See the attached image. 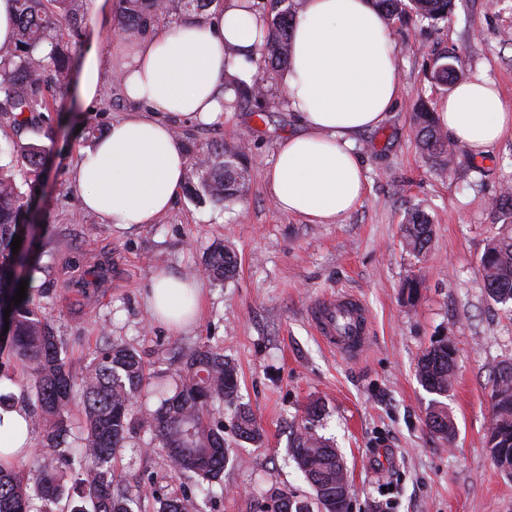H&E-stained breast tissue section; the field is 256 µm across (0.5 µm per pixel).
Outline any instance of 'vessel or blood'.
Returning a JSON list of instances; mask_svg holds the SVG:
<instances>
[{
	"label": "vessel or blood",
	"instance_id": "vessel-or-blood-1",
	"mask_svg": "<svg viewBox=\"0 0 512 512\" xmlns=\"http://www.w3.org/2000/svg\"><path fill=\"white\" fill-rule=\"evenodd\" d=\"M312 321L324 340L346 357H358L369 341L367 310L356 297L336 298L315 307Z\"/></svg>",
	"mask_w": 512,
	"mask_h": 512
}]
</instances>
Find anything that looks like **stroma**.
<instances>
[{
	"instance_id": "obj_1",
	"label": "stroma",
	"mask_w": 512,
	"mask_h": 512,
	"mask_svg": "<svg viewBox=\"0 0 512 512\" xmlns=\"http://www.w3.org/2000/svg\"><path fill=\"white\" fill-rule=\"evenodd\" d=\"M116 16L111 9L83 26L84 41L106 56L99 100L81 105L72 82L52 112L26 128L0 115V163L12 165L22 190L35 192L25 248L47 292L31 298L61 336L73 373L106 340L137 350L153 377L170 378L182 351L209 348L235 363L240 401L255 415L263 443L235 448L222 491L198 498L199 512H259L273 487L311 496L289 446L313 401L323 407L316 433L343 456L352 512H512V474L497 468L487 444L493 373L512 362V303L491 301L479 273L491 202L512 185V135L486 154L463 155L451 173L420 150L410 125L414 102L433 105L446 94L430 78L445 52L458 57L464 78L486 77L512 104V0H456L455 11L435 24L412 13L391 21L403 99L380 127L358 136L367 191L338 224L282 213L266 192L264 171L280 140L298 128L276 76L261 79L267 120L240 109L217 126L175 125L193 160L220 145L245 144L250 181L238 200L196 202L182 191L157 223L128 230L79 213L68 172L79 149L128 109L111 73L119 65ZM26 143L43 146L42 173L23 165L19 147ZM412 206L434 225L423 256L404 244ZM217 245L237 257L232 278L202 271ZM160 268L199 279L204 303L193 328L175 333L152 321L145 292ZM413 276L422 285L410 304L403 286ZM343 293L357 296L369 314L370 346L356 360L330 349L311 322L315 306ZM441 338L456 348L452 386L442 398L456 429L450 442L428 427L432 396L415 372ZM112 466L135 499L134 512H156L155 493L179 496L194 484L175 475L157 440L137 427Z\"/></svg>"
}]
</instances>
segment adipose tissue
I'll use <instances>...</instances> for the list:
<instances>
[{
    "label": "adipose tissue",
    "instance_id": "ef3b65f1",
    "mask_svg": "<svg viewBox=\"0 0 512 512\" xmlns=\"http://www.w3.org/2000/svg\"><path fill=\"white\" fill-rule=\"evenodd\" d=\"M268 32L263 13L246 0H224L204 21L182 20L148 32L122 31L123 61L115 70L129 112L108 134L80 149L69 175L79 211L106 224H152L172 206L189 165L174 121L223 120L228 79L253 82ZM105 57L81 58L77 99L101 95ZM285 106L299 131L278 145L264 173L275 207L312 224H336L362 201L366 178L355 152L360 133L378 128L400 103L397 53L384 15L372 0H303L283 74ZM450 141L480 156L512 132V105L495 83L476 76L458 83L437 105ZM153 317L178 332L197 321L196 282L155 273ZM28 410L0 408V463L30 453Z\"/></svg>",
    "mask_w": 512,
    "mask_h": 512
}]
</instances>
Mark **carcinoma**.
I'll use <instances>...</instances> for the list:
<instances>
[{
	"label": "carcinoma",
	"mask_w": 512,
	"mask_h": 512,
	"mask_svg": "<svg viewBox=\"0 0 512 512\" xmlns=\"http://www.w3.org/2000/svg\"><path fill=\"white\" fill-rule=\"evenodd\" d=\"M78 0H14L16 25L13 48L0 49V112L10 113L25 126L40 112L53 109L62 93L70 70L69 43L52 36L65 25L72 38L79 36L82 17ZM215 0H122L119 24L144 31L161 17L181 15L197 21ZM389 20L412 11L423 19L448 18L454 0H373ZM251 7L265 12L268 35L263 46L264 70L274 74L288 64L290 31L301 7V0H255ZM458 62L446 54L435 62L446 81L453 84L459 69L448 68ZM226 89L234 91L231 107L237 109L258 101L257 84L234 80ZM413 132L421 150L448 168L461 162L462 151L448 140L425 102L414 107ZM21 159L32 169L44 165L45 150L36 144L20 147ZM196 197H210L230 203L249 180L248 157L239 147L223 148L203 163L191 168ZM30 201L17 185L13 174L0 166V303L11 308L9 328L0 335L14 363L27 381L32 404L28 405L30 431H39L43 446L60 448L72 436L73 406H79L83 432L74 452L64 458L77 475L75 486L61 482L52 461L34 460L22 476L0 465V512H31V496L49 503L67 497L78 500L70 512H132L129 492L112 470V458L123 448L133 424L158 440L160 451L177 475L196 478L195 490L180 497L157 496V512H197L195 491L212 494L221 482L229 463L224 447V422L211 423L206 414L214 403L234 408L231 427L240 442L259 444L262 430L250 408L238 403V371L224 355L210 349L184 353L176 369L178 381L167 390L155 388L158 407L133 421L131 409L148 391L149 378L139 353L125 345L108 343L95 350L81 373L80 399H75V378L63 354V342L30 300L12 302L21 281L33 283L40 266L29 261L22 251L12 253L11 242L19 227L28 222ZM479 263L483 288L491 299L512 302V221L493 225ZM430 216L414 208L404 222V244L419 256L432 242ZM237 267L236 256L219 246L204 263L208 276L225 279ZM416 375L431 394L448 392L454 375V347L443 339L425 350L419 358ZM493 417L488 445L497 466L512 469V362L497 368L491 393ZM427 424L446 440L454 438V425L448 412L435 406L427 414ZM291 457L313 490V499L300 497L281 488L269 489L262 512H278L276 502L286 495L294 499L289 512H345L348 483L344 482L343 458L337 448L322 439L312 428L295 436Z\"/></svg>",
	"instance_id": "1"
}]
</instances>
